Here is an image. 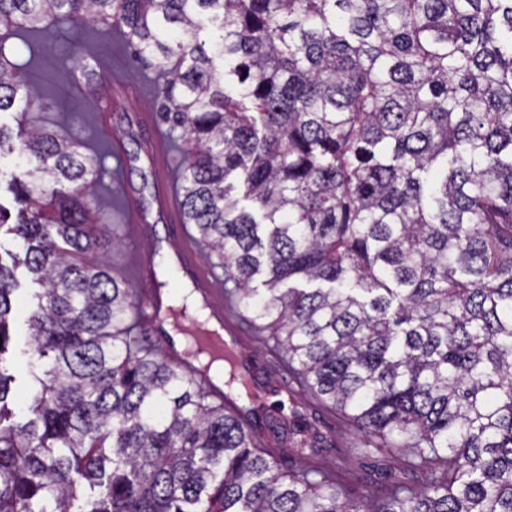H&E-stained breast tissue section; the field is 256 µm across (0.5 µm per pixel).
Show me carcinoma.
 Wrapping results in <instances>:
<instances>
[{
	"label": "carcinoma",
	"mask_w": 512,
	"mask_h": 512,
	"mask_svg": "<svg viewBox=\"0 0 512 512\" xmlns=\"http://www.w3.org/2000/svg\"><path fill=\"white\" fill-rule=\"evenodd\" d=\"M96 23L163 80L196 145L178 205L304 394L401 441L418 484L351 497L321 437L252 390L224 403L146 344L112 273L104 157L29 120L5 52ZM0 512H512V0H0ZM34 383L9 408L15 269Z\"/></svg>",
	"instance_id": "obj_1"
}]
</instances>
